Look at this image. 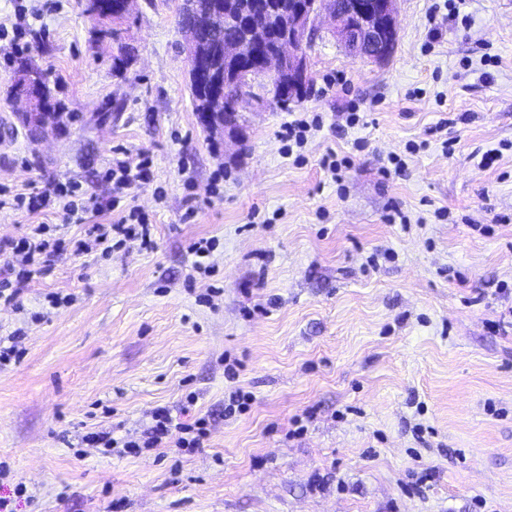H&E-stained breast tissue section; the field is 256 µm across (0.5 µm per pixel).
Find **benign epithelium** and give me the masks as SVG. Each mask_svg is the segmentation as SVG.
<instances>
[{
	"label": "benign epithelium",
	"mask_w": 512,
	"mask_h": 512,
	"mask_svg": "<svg viewBox=\"0 0 512 512\" xmlns=\"http://www.w3.org/2000/svg\"><path fill=\"white\" fill-rule=\"evenodd\" d=\"M398 0H255L253 11H274L282 17L277 33V49L271 54L260 73L250 71L243 64L245 56L254 45L268 38V31L252 24L246 15L240 21L247 27L248 43H224V57L234 61L230 70L217 71L208 59L199 52L201 33L204 29L224 28V10L229 4L224 0H212L208 13L202 18L183 20L179 24L184 37V46L189 62V83L195 89L209 88V97L224 93V87L235 85L238 95L231 105L230 117L240 115L244 102L264 105L288 90L297 99L310 80L308 42L319 28L322 18L336 41L351 59L382 62L394 52L397 36ZM25 101L27 111H39L43 115L42 130L56 123L57 114L50 107L27 95L19 96Z\"/></svg>",
	"instance_id": "1"
}]
</instances>
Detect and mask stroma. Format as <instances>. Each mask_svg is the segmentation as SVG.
I'll use <instances>...</instances> for the list:
<instances>
[{"label": "stroma", "instance_id": "1", "mask_svg": "<svg viewBox=\"0 0 512 512\" xmlns=\"http://www.w3.org/2000/svg\"><path fill=\"white\" fill-rule=\"evenodd\" d=\"M180 6L136 0L115 39L84 0H0L28 44L0 46V185L106 198L113 150L147 153L131 204L155 241L62 254L0 304V336L24 332L0 368V497L13 512H512V328L489 326L512 309V0H399L383 62L318 29L306 98L244 105L237 143L198 123ZM23 61L63 106L38 141L12 100ZM297 114L321 128L287 155ZM330 152L349 160L337 180ZM392 157L405 175H382ZM200 238L216 275L192 268ZM51 292L74 300L50 308ZM240 390L249 409L225 417ZM190 394L201 448L81 442Z\"/></svg>", "mask_w": 512, "mask_h": 512}]
</instances>
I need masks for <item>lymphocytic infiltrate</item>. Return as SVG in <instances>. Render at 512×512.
Instances as JSON below:
<instances>
[{"mask_svg":"<svg viewBox=\"0 0 512 512\" xmlns=\"http://www.w3.org/2000/svg\"><path fill=\"white\" fill-rule=\"evenodd\" d=\"M152 173V162L148 156L139 161H131L127 156H113L105 173L112 186V195L103 200L96 195H85L77 182L55 183L47 189L14 194L12 199L0 197V208L9 206L31 214L43 211L50 206L61 210L63 225L81 224L85 231L82 238L70 241L63 236L48 237V225L32 224L17 238L0 240V253L10 254L14 260L7 276L0 277V302L17 305L19 298L28 285L33 264L51 267L55 258L65 249L75 254L88 256L97 252H110L113 241L136 243L148 249L153 245L151 226L136 210L117 221L99 222V215L114 211L119 207L129 191L146 184ZM206 435L204 420H181L172 415L165 407L157 408L146 428L124 434L115 431H97L85 435L84 441L93 448L104 452L123 451L138 453L143 448L195 449L201 446Z\"/></svg>","mask_w":512,"mask_h":512,"instance_id":"lymphocytic-infiltrate-1","label":"lymphocytic infiltrate"}]
</instances>
